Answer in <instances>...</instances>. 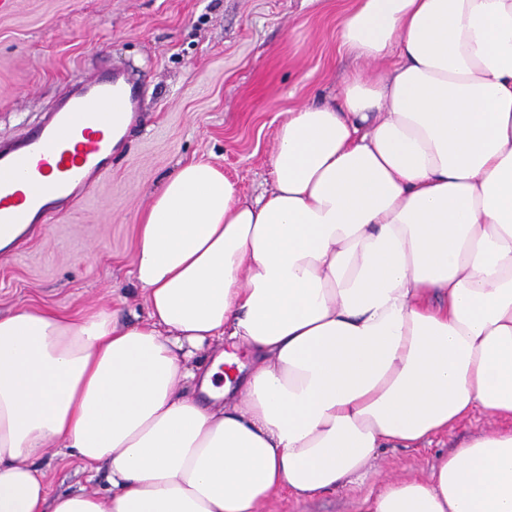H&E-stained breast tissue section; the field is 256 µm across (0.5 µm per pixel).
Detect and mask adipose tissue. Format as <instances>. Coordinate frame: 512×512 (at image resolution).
Here are the masks:
<instances>
[{
  "label": "adipose tissue",
  "instance_id": "ef3b65f1",
  "mask_svg": "<svg viewBox=\"0 0 512 512\" xmlns=\"http://www.w3.org/2000/svg\"><path fill=\"white\" fill-rule=\"evenodd\" d=\"M340 40L394 64L288 112L267 194L203 160L165 177L137 226L146 321L0 316V512H258L478 411L504 428L365 512H512V0H357ZM52 445L111 496L50 495Z\"/></svg>",
  "mask_w": 512,
  "mask_h": 512
}]
</instances>
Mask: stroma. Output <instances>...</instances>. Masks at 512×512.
I'll list each match as a JSON object with an SVG mask.
<instances>
[{
    "instance_id": "stroma-1",
    "label": "stroma",
    "mask_w": 512,
    "mask_h": 512,
    "mask_svg": "<svg viewBox=\"0 0 512 512\" xmlns=\"http://www.w3.org/2000/svg\"><path fill=\"white\" fill-rule=\"evenodd\" d=\"M355 0H10L0 11V142L16 139L82 81L122 72L139 118L90 195L0 258V314L44 307L74 314L110 306L123 323L147 317L132 270L137 224L179 163L219 166L240 197L270 188L269 158L289 110L338 97L345 75L381 73L340 49ZM479 413L432 443L379 450L364 482L300 500L276 492L261 512H360L385 478H426L439 454L499 428ZM50 495L111 494L107 470L89 472L50 448L36 462Z\"/></svg>"
}]
</instances>
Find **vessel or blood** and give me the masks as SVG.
<instances>
[{"label": "vessel or blood", "mask_w": 512, "mask_h": 512, "mask_svg": "<svg viewBox=\"0 0 512 512\" xmlns=\"http://www.w3.org/2000/svg\"><path fill=\"white\" fill-rule=\"evenodd\" d=\"M95 102L138 110L132 86L108 72L76 84L40 127L0 145V225L40 223L87 196L95 179L108 173L112 136L125 122L90 112Z\"/></svg>", "instance_id": "vessel-or-blood-1"}]
</instances>
